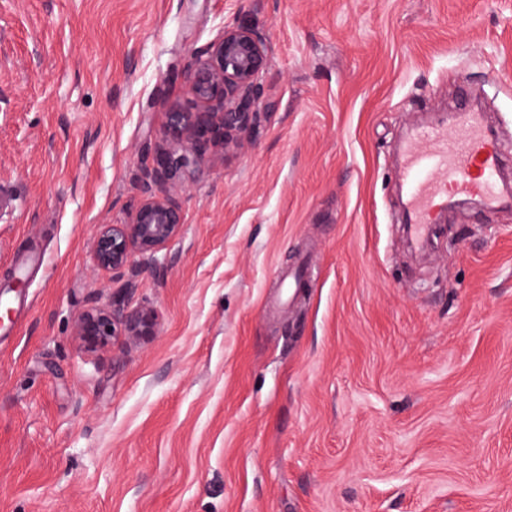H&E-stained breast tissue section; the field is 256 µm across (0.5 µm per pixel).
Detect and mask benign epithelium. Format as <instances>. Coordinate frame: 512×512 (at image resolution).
I'll return each mask as SVG.
<instances>
[{"mask_svg": "<svg viewBox=\"0 0 512 512\" xmlns=\"http://www.w3.org/2000/svg\"><path fill=\"white\" fill-rule=\"evenodd\" d=\"M266 67V38L245 25L224 26L194 52L185 74L190 104L164 112L161 144L145 155L140 198L125 223L102 225L93 234L99 268L121 275L132 268L136 255L153 258L180 236L184 212L170 185L195 181L220 149L241 144L262 111L273 109V102L264 99ZM157 331L152 309L130 310L117 300L92 305L74 321V336L89 352L107 350L117 336L140 342Z\"/></svg>", "mask_w": 512, "mask_h": 512, "instance_id": "1", "label": "benign epithelium"}]
</instances>
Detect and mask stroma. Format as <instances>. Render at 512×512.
I'll use <instances>...</instances> for the list:
<instances>
[{
    "instance_id": "stroma-1",
    "label": "stroma",
    "mask_w": 512,
    "mask_h": 512,
    "mask_svg": "<svg viewBox=\"0 0 512 512\" xmlns=\"http://www.w3.org/2000/svg\"><path fill=\"white\" fill-rule=\"evenodd\" d=\"M230 23L276 107L112 277L93 232ZM462 79L512 142V0H0V281L45 258L0 339V512H512V211L466 205L420 259L394 175ZM115 297L157 336L85 352Z\"/></svg>"
}]
</instances>
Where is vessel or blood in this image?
<instances>
[{
    "instance_id": "1",
    "label": "vessel or blood",
    "mask_w": 512,
    "mask_h": 512,
    "mask_svg": "<svg viewBox=\"0 0 512 512\" xmlns=\"http://www.w3.org/2000/svg\"><path fill=\"white\" fill-rule=\"evenodd\" d=\"M507 164L512 165V154L492 135L482 113L469 107L456 112L453 128L412 129L398 172L407 190L410 234L424 241L434 214L452 196L475 198L488 207L501 204L495 176Z\"/></svg>"
}]
</instances>
